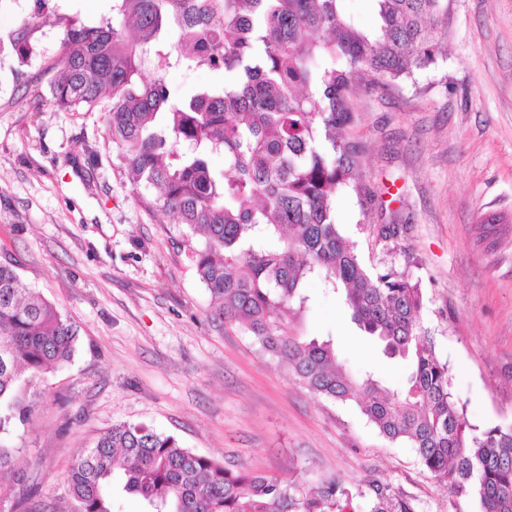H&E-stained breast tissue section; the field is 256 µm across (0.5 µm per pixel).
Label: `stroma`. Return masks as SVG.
<instances>
[{
	"instance_id": "stroma-1",
	"label": "stroma",
	"mask_w": 512,
	"mask_h": 512,
	"mask_svg": "<svg viewBox=\"0 0 512 512\" xmlns=\"http://www.w3.org/2000/svg\"><path fill=\"white\" fill-rule=\"evenodd\" d=\"M113 0H0V38L21 20L34 54L0 50V261L78 328L63 369L22 374L34 407L8 437L0 480L30 490L33 512H74L66 474L80 450L120 422L143 423L238 471L350 490L391 484L420 512H479L452 498L413 448L379 434L357 408L296 383L239 325L220 320L190 259L201 238L128 182L102 113L50 102L68 19L96 25ZM446 56L398 85L360 87V190L337 220L367 265H388L424 292L423 326L447 362L471 424L512 423V0H448ZM382 224L410 230L393 250ZM283 322L290 336L333 338L354 371L389 384L400 365L373 346L340 293L316 279Z\"/></svg>"
}]
</instances>
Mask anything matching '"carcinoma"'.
Segmentation results:
<instances>
[{
    "instance_id": "obj_1",
    "label": "carcinoma",
    "mask_w": 512,
    "mask_h": 512,
    "mask_svg": "<svg viewBox=\"0 0 512 512\" xmlns=\"http://www.w3.org/2000/svg\"><path fill=\"white\" fill-rule=\"evenodd\" d=\"M347 0H114L116 17L66 25L65 54L49 83L66 112L105 113L112 152L130 184L189 234L191 252L219 318L244 325L265 351L288 363L309 392L353 402L379 433L415 449L456 497L480 512H512V424L476 432L451 391L422 327L424 293L391 266L369 267L336 222L343 189L357 187L363 145L352 133V99L366 77L396 84L445 56L448 0H373L377 21L358 26ZM30 22L11 35L15 54L34 53ZM202 65L223 83L173 99L167 69ZM152 67L156 78L140 79ZM224 157V171L211 165ZM317 276L344 292L351 320L383 354L403 364L389 389L355 374L333 339L299 342L282 321L300 285ZM78 330L0 261V472L15 449L5 440L32 409L16 396L33 377L70 361ZM77 512H114L123 495L142 512H343L354 496L370 512H416L392 486L373 480L352 494L336 480L307 489L235 471L144 424L119 423L83 451L67 474Z\"/></svg>"
}]
</instances>
